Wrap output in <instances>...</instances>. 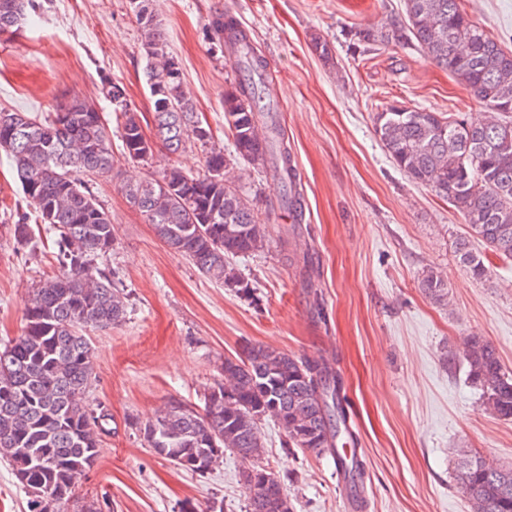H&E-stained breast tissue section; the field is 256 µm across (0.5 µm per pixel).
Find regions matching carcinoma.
<instances>
[{
    "label": "carcinoma",
    "instance_id": "carcinoma-1",
    "mask_svg": "<svg viewBox=\"0 0 512 512\" xmlns=\"http://www.w3.org/2000/svg\"><path fill=\"white\" fill-rule=\"evenodd\" d=\"M144 34V77L153 102L155 137L171 154L198 148L201 170L171 166L124 187L129 202L169 249L202 275L226 288L244 280L233 260L263 250L269 234L235 185L241 163L270 171L282 189L281 205L297 209V173L277 124L262 78L264 60L231 16L211 20L218 43L237 58L242 78L224 95V121L232 138L226 151L212 141L184 87L178 60L165 50V32L151 0H132ZM405 23L387 29L364 27L367 45L412 43L470 89L487 110L481 120L445 117L425 108L392 105L375 115V131L390 158L411 180L432 185L493 252L512 258V51L504 50L471 22L461 0H404ZM35 0H0V34L14 33ZM125 160L146 163L153 143L119 81L105 82ZM70 119L58 121L28 112L0 111V151L15 164L33 209L14 224L16 243L35 253L41 227L57 247L58 269L32 288L24 309L23 333L0 351V460L29 496V512H103L99 501H78L77 475L93 468L106 406L90 398L95 380L93 348L86 331L125 321L130 293L118 285L108 264L116 243L112 221L87 178L112 173L116 156L102 115L74 98ZM511 139L503 146L505 139ZM460 261L480 279L483 258L459 244ZM421 288L436 302H448L447 284L432 270ZM468 376L482 390L483 407L512 420V373L497 349L472 336L464 353ZM282 430L284 445L336 456L339 468L357 470L336 455L346 412L336 371L322 357H294L264 344L246 343L224 358L221 380L208 386L203 405L169 400L144 421L130 425L149 447L177 467L208 473L229 451L249 463L241 472L266 470L262 422ZM471 512H512V468L464 456L455 468ZM246 512H277L268 493L253 491Z\"/></svg>",
    "mask_w": 512,
    "mask_h": 512
}]
</instances>
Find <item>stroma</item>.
<instances>
[{
  "instance_id": "1",
  "label": "stroma",
  "mask_w": 512,
  "mask_h": 512,
  "mask_svg": "<svg viewBox=\"0 0 512 512\" xmlns=\"http://www.w3.org/2000/svg\"><path fill=\"white\" fill-rule=\"evenodd\" d=\"M41 2L20 30L0 35V109L53 112L78 96L108 116L102 88L112 79L153 135L143 32L129 0ZM227 7L272 63L274 117L301 179L302 220L287 221L270 174L244 168L241 191L269 237L262 252L236 261L250 288L243 295L167 248L123 192L169 166L197 167L199 153L159 146L149 164L121 158L110 176L94 180L117 235L110 264L132 298L125 322L91 334V396L111 420L75 493L109 502L112 512H203L216 498L224 512H246L252 492L240 458L225 453L210 473L192 475L155 454L130 421L173 398L199 402L224 358L252 342L331 363L350 429L337 445L354 449L362 464L346 485L333 455L283 447L279 428L263 422L264 463L294 512H470L455 463L468 454L512 467V420L484 412L462 350L468 337H480L512 371V260L469 238L444 194L397 167L374 115L398 103L477 119L484 107L413 44L358 42V29L401 21L403 0H153L166 49L217 145L228 143L223 99L239 77L209 27ZM463 7L512 50V0ZM316 37L329 57L313 50ZM28 209L13 162L0 152V345L22 333L29 291L57 269L52 243L32 254L14 239V222ZM464 238L484 259L483 278L460 262ZM427 269L447 283V305L422 290Z\"/></svg>"
}]
</instances>
